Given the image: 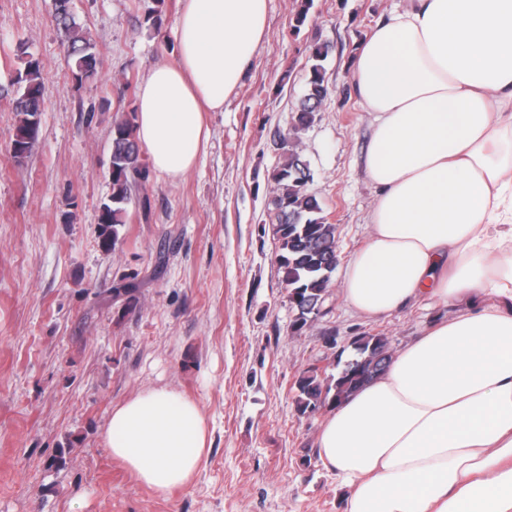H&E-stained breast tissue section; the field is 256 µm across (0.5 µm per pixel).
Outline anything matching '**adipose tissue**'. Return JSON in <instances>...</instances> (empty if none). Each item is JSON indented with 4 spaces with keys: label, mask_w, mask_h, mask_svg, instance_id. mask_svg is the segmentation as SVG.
Segmentation results:
<instances>
[{
    "label": "adipose tissue",
    "mask_w": 512,
    "mask_h": 512,
    "mask_svg": "<svg viewBox=\"0 0 512 512\" xmlns=\"http://www.w3.org/2000/svg\"><path fill=\"white\" fill-rule=\"evenodd\" d=\"M177 53L151 68L136 136L154 171L182 177L239 88L267 0H181ZM373 113L377 193L339 288L365 318L461 303L330 407L319 459L343 512H512V0H406L357 50ZM106 446L164 496L193 485L209 436L199 405L143 389L112 409Z\"/></svg>",
    "instance_id": "ef3b65f1"
}]
</instances>
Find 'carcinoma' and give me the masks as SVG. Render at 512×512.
Here are the masks:
<instances>
[{"instance_id":"carcinoma-1","label":"carcinoma","mask_w":512,"mask_h":512,"mask_svg":"<svg viewBox=\"0 0 512 512\" xmlns=\"http://www.w3.org/2000/svg\"><path fill=\"white\" fill-rule=\"evenodd\" d=\"M68 2L56 0L55 19L68 44L71 79L79 84L96 73L98 59L86 30L69 11ZM327 56L325 46L312 49L307 93L296 115L297 130L311 124L313 113L327 94L323 65ZM12 85L16 86L13 111L18 121L11 150L16 159L19 154L31 151L40 134L43 112L40 62L32 57L27 59L24 69L16 72ZM134 129L133 117L124 113L112 124V194L98 218L99 246L106 252L115 248L120 229L126 224L133 184L146 181L148 176ZM309 178V164L295 145H289L273 173V234L278 244L276 263L288 287L291 307L296 310L293 326L298 332L321 313L339 263L336 225L328 222L317 197L307 192ZM351 346L355 355L337 374L321 376L312 368L296 380V406L300 413L315 412L327 402L334 403L378 375L379 370L372 367L376 357L391 359L389 340L378 333L362 332L353 337Z\"/></svg>"}]
</instances>
